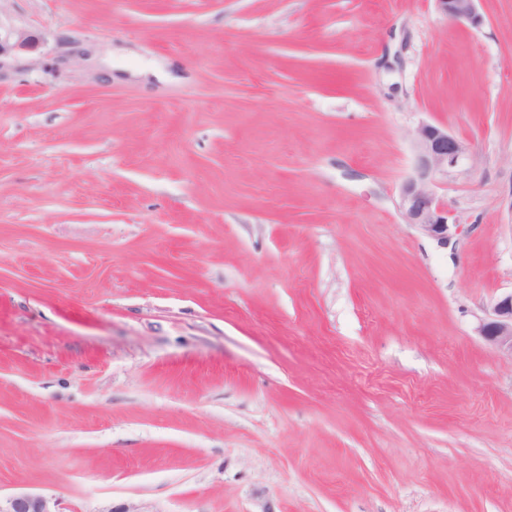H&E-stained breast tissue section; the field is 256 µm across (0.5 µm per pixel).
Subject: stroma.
Returning a JSON list of instances; mask_svg holds the SVG:
<instances>
[{
    "mask_svg": "<svg viewBox=\"0 0 512 512\" xmlns=\"http://www.w3.org/2000/svg\"><path fill=\"white\" fill-rule=\"evenodd\" d=\"M0 0V500L512 512V0ZM112 51L103 76L74 42ZM442 248L404 224L421 123ZM437 8L449 18L473 28L483 23L477 3L480 0H434ZM39 43L31 32L2 25L0 14V74L16 61L19 52L35 50ZM413 142L414 174L401 187V216L404 224L416 227L439 247L447 248L455 241L459 223L432 187L435 175L448 171V166L465 155L467 147L450 135L447 127L431 123L416 128ZM476 332L497 351L512 358V290L491 303Z\"/></svg>",
    "mask_w": 512,
    "mask_h": 512,
    "instance_id": "obj_1",
    "label": "stroma"
}]
</instances>
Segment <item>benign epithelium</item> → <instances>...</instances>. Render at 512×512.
I'll use <instances>...</instances> for the list:
<instances>
[{
	"label": "benign epithelium",
	"instance_id": "benign-epithelium-1",
	"mask_svg": "<svg viewBox=\"0 0 512 512\" xmlns=\"http://www.w3.org/2000/svg\"><path fill=\"white\" fill-rule=\"evenodd\" d=\"M437 8L449 18L473 28L483 23L479 0H435ZM38 47L30 32L0 24V71L10 66L22 51ZM414 174L407 178L400 194V212L404 223L446 248L455 241L459 223L448 204L433 190L435 175L445 172L465 155L467 147L448 133V128L431 123L420 124L413 134ZM476 332L497 351L512 357V291L499 296L490 305ZM0 512H61L58 503L46 496L19 493L8 500Z\"/></svg>",
	"mask_w": 512,
	"mask_h": 512
}]
</instances>
